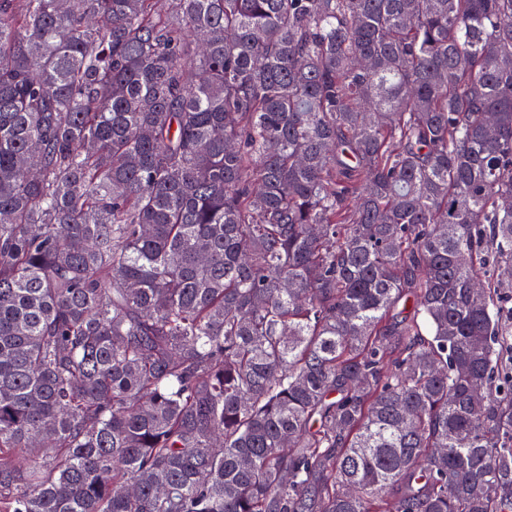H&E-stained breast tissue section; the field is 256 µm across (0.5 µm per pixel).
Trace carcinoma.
<instances>
[{"instance_id": "obj_1", "label": "carcinoma", "mask_w": 512, "mask_h": 512, "mask_svg": "<svg viewBox=\"0 0 512 512\" xmlns=\"http://www.w3.org/2000/svg\"><path fill=\"white\" fill-rule=\"evenodd\" d=\"M512 0H0V512H512Z\"/></svg>"}]
</instances>
